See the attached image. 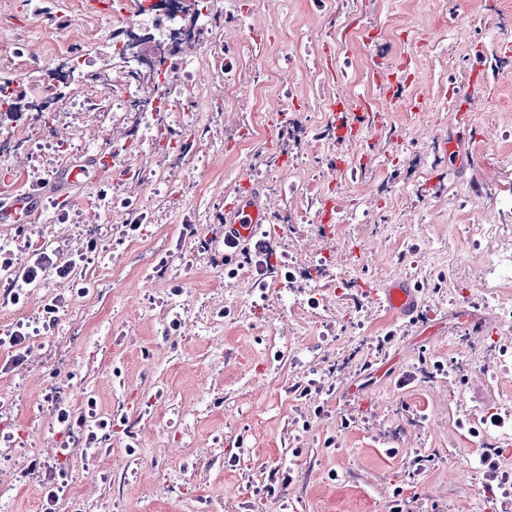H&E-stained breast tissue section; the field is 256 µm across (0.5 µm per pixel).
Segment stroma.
Listing matches in <instances>:
<instances>
[{"label": "stroma", "instance_id": "stroma-1", "mask_svg": "<svg viewBox=\"0 0 512 512\" xmlns=\"http://www.w3.org/2000/svg\"><path fill=\"white\" fill-rule=\"evenodd\" d=\"M143 3L92 14L85 0H0V82L32 108L56 94L67 156L105 145L133 169L176 170L118 190L93 173L68 209L47 191L39 220L0 223L21 263L33 246L66 258L97 242L92 289L50 274L20 303L0 297V336L21 324L30 336L23 361L0 346V430L12 437L0 512H44L55 467L67 476L56 512H512V485L481 465L512 434L490 422L512 415V357L497 364L512 331L486 269L508 244L466 233L487 219L512 228L500 205L512 196V0H198L204 14L249 13L265 45L227 56L177 44L171 60L196 63L198 98L214 109L195 131L168 117L161 145L142 140L136 109L67 106L126 82L113 46L142 24ZM350 21L358 34L327 74L318 51ZM380 59L408 63L411 86L383 130L338 142L319 104L374 95ZM477 68L486 83H472ZM468 96L477 108L457 111ZM24 124L0 117V139L20 142L0 157L8 197L63 159L53 144L23 145ZM245 180L292 217L261 225L270 254L249 280L227 274L222 219ZM390 279L418 288L398 322L373 297ZM55 294L68 305L46 329L37 314ZM59 399L110 421L111 445H68ZM277 471L290 481L272 482Z\"/></svg>", "mask_w": 512, "mask_h": 512}]
</instances>
